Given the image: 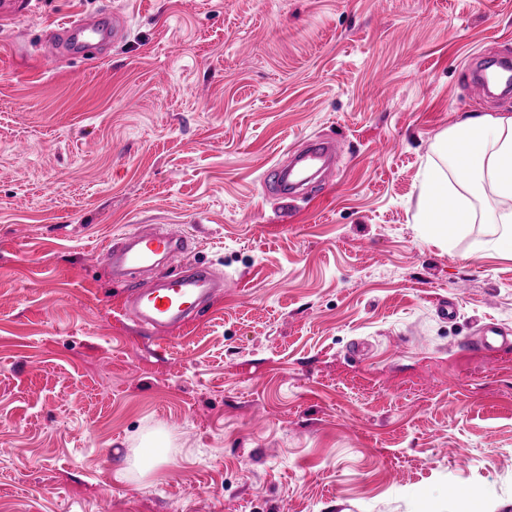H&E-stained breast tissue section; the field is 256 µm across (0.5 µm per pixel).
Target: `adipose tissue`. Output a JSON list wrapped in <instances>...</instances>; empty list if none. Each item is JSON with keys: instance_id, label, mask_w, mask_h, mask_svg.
Returning <instances> with one entry per match:
<instances>
[{"instance_id": "adipose-tissue-1", "label": "adipose tissue", "mask_w": 512, "mask_h": 512, "mask_svg": "<svg viewBox=\"0 0 512 512\" xmlns=\"http://www.w3.org/2000/svg\"><path fill=\"white\" fill-rule=\"evenodd\" d=\"M438 151L463 177L451 185L441 166L426 164L417 207L424 236L447 247L472 221L467 202L474 184L489 182L499 197L512 200V115L465 117L441 137Z\"/></svg>"}]
</instances>
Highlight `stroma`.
<instances>
[{
  "label": "stroma",
  "mask_w": 512,
  "mask_h": 512,
  "mask_svg": "<svg viewBox=\"0 0 512 512\" xmlns=\"http://www.w3.org/2000/svg\"><path fill=\"white\" fill-rule=\"evenodd\" d=\"M117 11L99 58L44 68L40 35ZM512 58V0H33L0 23V512H506L512 252L502 200L451 247L424 238L422 166ZM336 142L290 204L262 180ZM185 232L224 293L161 339L104 260ZM454 300L444 318L438 304ZM170 462L128 466L155 428ZM126 479H118L119 470ZM479 501H471L470 492ZM494 224H502L500 235L485 242L484 249L488 253H497L503 249L512 251V209L506 213L499 214ZM481 346L488 349H501L512 346V338L495 323L486 324L483 327Z\"/></svg>",
  "instance_id": "obj_1"
}]
</instances>
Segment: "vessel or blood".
Masks as SVG:
<instances>
[{"label": "vessel or blood", "instance_id": "obj_1", "mask_svg": "<svg viewBox=\"0 0 512 512\" xmlns=\"http://www.w3.org/2000/svg\"><path fill=\"white\" fill-rule=\"evenodd\" d=\"M126 30L122 15L112 12L79 16L45 29L44 44L48 49L44 59L57 65L59 58L73 61L93 58L122 38ZM335 145L324 138L307 140L288 168L273 166L265 174L281 200H291L302 174L310 169L331 176ZM188 245L187 235L171 230H136L124 234L107 251L112 277L125 290L123 310L138 325L164 335L174 327L186 326L203 315L211 299L222 293L224 282L212 268L196 266L172 279H158L142 285L138 274L153 270L157 257L182 253ZM482 347L501 349L512 346L508 336L497 324L483 328Z\"/></svg>", "mask_w": 512, "mask_h": 512}]
</instances>
